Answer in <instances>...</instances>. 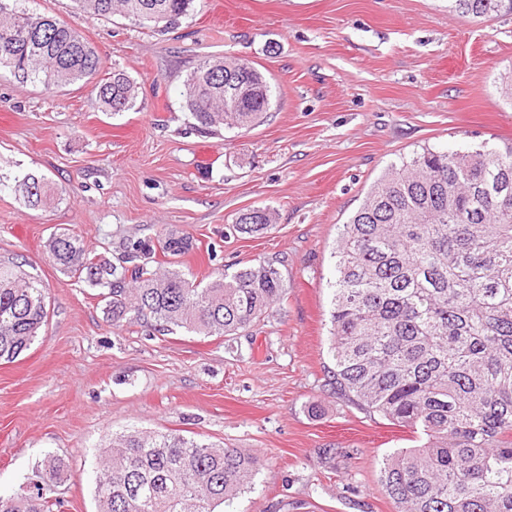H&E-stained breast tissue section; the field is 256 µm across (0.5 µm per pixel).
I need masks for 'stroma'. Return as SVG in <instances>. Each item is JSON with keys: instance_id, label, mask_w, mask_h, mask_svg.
Segmentation results:
<instances>
[{"instance_id": "35a3bbf8", "label": "stroma", "mask_w": 512, "mask_h": 512, "mask_svg": "<svg viewBox=\"0 0 512 512\" xmlns=\"http://www.w3.org/2000/svg\"><path fill=\"white\" fill-rule=\"evenodd\" d=\"M25 6L82 35L139 94L112 116L92 83L48 89L0 75V176L43 174L60 196L31 209L0 192V258L48 293L39 340L0 363V489L59 459V512H97L113 437L175 430L261 458L231 512H397L379 469L419 437L336 388V242L371 186L413 153L512 143V14L477 21L449 0H198L179 28L158 32L74 0ZM209 55L271 78L259 124L194 130L180 88ZM253 208L274 212L271 229L229 234ZM56 231L111 261L129 240L175 232L193 242L182 261L197 278L270 261L288 292L236 336L118 327L100 289L54 263Z\"/></svg>"}]
</instances>
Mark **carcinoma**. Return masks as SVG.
I'll return each mask as SVG.
<instances>
[{
    "label": "carcinoma",
    "instance_id": "obj_1",
    "mask_svg": "<svg viewBox=\"0 0 512 512\" xmlns=\"http://www.w3.org/2000/svg\"><path fill=\"white\" fill-rule=\"evenodd\" d=\"M0 0V71L46 87L96 80V101L116 116L135 107L137 83L122 72L98 78L95 48L56 19ZM93 16L119 15L165 31L194 0H76ZM464 16L512 13V0H452ZM252 87L238 106L228 80ZM270 79L252 62L224 60L222 74L196 65L182 84L194 128L254 125L269 109ZM27 206L54 202L43 175L0 179ZM273 213H241L239 233H259ZM61 269L107 289L105 314L158 333L184 329L233 336L264 320L288 286L260 263L202 283L177 257L192 240L138 239L117 262L100 261L70 233L53 234ZM162 253L163 264L157 263ZM330 353L340 391L427 442L387 456L382 491L398 512H512V145L459 152L425 148L392 167L343 225L335 251ZM47 291L18 263L0 260V361L13 362L40 335ZM262 466L259 456L177 432L131 431L105 451L94 494L99 512H224ZM61 468L34 489L0 492V512H53Z\"/></svg>",
    "mask_w": 512,
    "mask_h": 512
}]
</instances>
